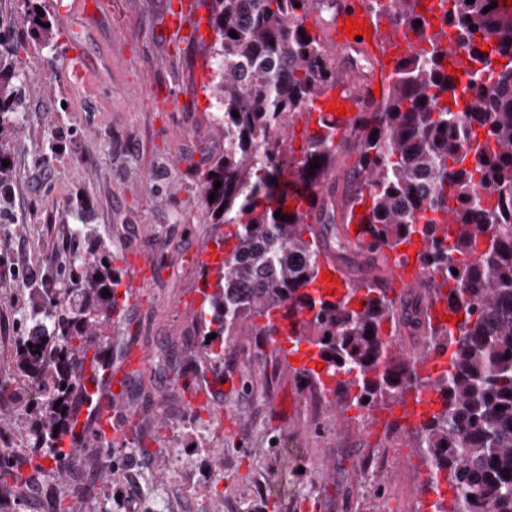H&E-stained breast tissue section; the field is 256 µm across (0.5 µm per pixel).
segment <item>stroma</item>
I'll return each instance as SVG.
<instances>
[{"label": "stroma", "mask_w": 512, "mask_h": 512, "mask_svg": "<svg viewBox=\"0 0 512 512\" xmlns=\"http://www.w3.org/2000/svg\"><path fill=\"white\" fill-rule=\"evenodd\" d=\"M172 0H103L84 20L78 0H0L7 82L23 85L19 120L0 147V442L33 454L29 410L6 397L18 375L24 267L51 275L75 247L100 243L120 280L131 254L147 257V285L124 302L107 351L147 352L124 383L122 440L89 439L82 462L60 458L0 512H430L436 496L412 423L386 435L391 406L315 402L268 336L226 338L223 359L201 357L205 406L163 371L186 368L200 340L194 320L213 248L200 205L203 174L222 134L205 86L212 42L167 32ZM43 12L52 43L31 22ZM88 225L93 239L75 240Z\"/></svg>", "instance_id": "35a3bbf8"}]
</instances>
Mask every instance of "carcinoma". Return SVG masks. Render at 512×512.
<instances>
[{
  "label": "carcinoma",
  "mask_w": 512,
  "mask_h": 512,
  "mask_svg": "<svg viewBox=\"0 0 512 512\" xmlns=\"http://www.w3.org/2000/svg\"><path fill=\"white\" fill-rule=\"evenodd\" d=\"M501 2H367L412 39L393 60L382 103L344 140L358 158L340 183L332 182L339 145L329 138L307 136L296 168L286 161L288 126L336 79L331 48L305 26L324 0L207 4L224 148L204 176L201 207L224 261L205 270L216 282L196 315L201 349L217 362L216 342L271 336L272 318L286 312L300 317L296 343L316 347L328 371L344 376L337 386L355 391L353 405L439 394L441 407L415 427V447L452 490L433 512H512V9ZM458 51L466 74L498 66L496 83L461 84L450 74ZM14 111L15 90L0 84V130ZM292 184L321 190L317 218L286 210ZM358 204L373 259L388 262L381 247L423 242L421 280L398 298L356 281L333 300L309 291L322 258L351 268L355 245L336 208L346 207L348 222ZM54 282L23 308L21 324L33 332L17 349L16 398L33 406L29 436L42 448L54 447L56 402L82 382L81 357L110 325L120 284L97 252L74 253ZM438 304L454 325L434 320ZM399 328L423 337L428 352L449 354L447 368L419 375L423 357L393 343Z\"/></svg>",
  "instance_id": "carcinoma-1"
}]
</instances>
